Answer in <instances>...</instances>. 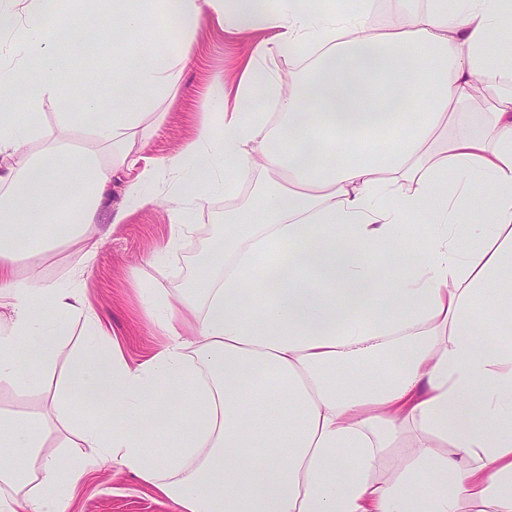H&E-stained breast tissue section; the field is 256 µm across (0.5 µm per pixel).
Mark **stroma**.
<instances>
[{
  "label": "stroma",
  "mask_w": 512,
  "mask_h": 512,
  "mask_svg": "<svg viewBox=\"0 0 512 512\" xmlns=\"http://www.w3.org/2000/svg\"><path fill=\"white\" fill-rule=\"evenodd\" d=\"M254 40L253 34L225 32L214 17H204L192 34L191 59L178 85L163 102L167 120L141 151L142 164L176 157L195 137L209 109L213 83L235 86L239 66ZM96 68L98 74L91 81L84 78L83 65L58 70V78L72 88L70 111H79L84 99L103 96L112 81L111 45H102ZM136 175L133 168L112 175L100 209L96 230L100 245L92 270L80 273L79 245L64 242L47 255L42 272L43 278L60 287L82 290L87 305L109 334L120 340L125 358L133 366L147 361L166 341L155 315L141 302L142 288L157 281L167 288H177L184 279L195 276L200 257L220 260L224 210L232 204L223 193L203 190L208 179L204 170L168 171L151 186L152 203L130 212L122 223H112L111 213L124 204L125 185ZM181 182L188 189L200 191L189 216L194 231L180 249L168 253L164 246L169 236L170 199ZM54 391L51 382L41 391L26 394L0 387V411L43 415L51 433L60 434L63 426L49 403ZM67 512L177 510L173 502L139 476L104 460L90 477L77 484Z\"/></svg>",
  "instance_id": "1"
}]
</instances>
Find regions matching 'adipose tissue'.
Listing matches in <instances>:
<instances>
[{
  "mask_svg": "<svg viewBox=\"0 0 512 512\" xmlns=\"http://www.w3.org/2000/svg\"><path fill=\"white\" fill-rule=\"evenodd\" d=\"M285 2L85 0L114 51L145 27L167 50L130 59L106 100L86 102L97 146L76 158L65 135L79 113H58L54 133L40 114L71 97L46 36L70 21L62 0L0 9V33L21 36L0 87L27 107L0 113V157L39 144L0 171L1 386L38 390L86 310L37 273L53 229L92 266L112 171L137 167L165 122L157 94L177 85L208 12L260 39L236 107L216 84L221 127L202 120L170 164L206 165L228 196L254 181L261 214L225 210L224 257L201 285L143 290L145 306L168 303V342L148 361L130 366L94 324L52 403L96 457L59 460L39 417L0 413V483L15 489L0 512H66L100 457L178 512H512V92L472 109L477 84L512 75V0H386L396 21L377 33L371 0ZM284 47L306 61L300 83L275 69ZM21 255L31 276L14 270Z\"/></svg>",
  "mask_w": 512,
  "mask_h": 512,
  "instance_id": "adipose-tissue-1",
  "label": "adipose tissue"
}]
</instances>
